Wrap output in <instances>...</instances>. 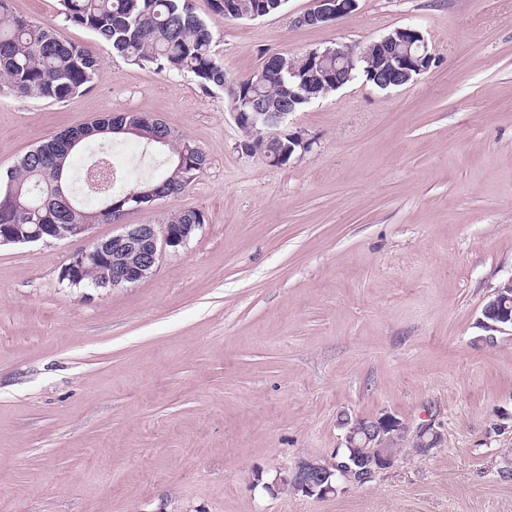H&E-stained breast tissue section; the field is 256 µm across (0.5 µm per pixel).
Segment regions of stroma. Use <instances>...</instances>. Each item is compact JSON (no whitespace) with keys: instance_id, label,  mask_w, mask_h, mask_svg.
Masks as SVG:
<instances>
[{"instance_id":"1","label":"stroma","mask_w":512,"mask_h":512,"mask_svg":"<svg viewBox=\"0 0 512 512\" xmlns=\"http://www.w3.org/2000/svg\"><path fill=\"white\" fill-rule=\"evenodd\" d=\"M193 4L234 78L405 25L434 61L291 114L315 144L276 166L241 152L223 91L112 55L61 0H11L101 75L61 103L0 88L1 171L122 112L159 118L207 166L125 215L205 216L137 284L62 283L79 239L0 246V512H512V334L487 345L478 325L512 278V0H358L320 27L296 23L311 0L257 20ZM382 413L433 423L442 447L321 500L283 485L334 457L342 418Z\"/></svg>"}]
</instances>
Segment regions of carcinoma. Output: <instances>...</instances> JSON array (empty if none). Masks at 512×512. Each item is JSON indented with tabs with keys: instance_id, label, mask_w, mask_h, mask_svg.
Returning a JSON list of instances; mask_svg holds the SVG:
<instances>
[{
	"instance_id": "carcinoma-1",
	"label": "carcinoma",
	"mask_w": 512,
	"mask_h": 512,
	"mask_svg": "<svg viewBox=\"0 0 512 512\" xmlns=\"http://www.w3.org/2000/svg\"><path fill=\"white\" fill-rule=\"evenodd\" d=\"M211 0V8L226 19H257L280 12L287 0ZM64 22L91 31L96 39L126 61L157 72L187 71L204 90L218 89L232 112H286L288 91L299 79L288 74L291 58L274 54L266 58L257 75L233 81L214 52V36L196 14L192 0H62ZM98 56L89 49L61 40L55 25L33 22L15 15L10 0H0V83L17 95L38 100L65 101L90 89L100 77ZM336 70V57L327 59L319 76L310 79L317 95L332 92L326 73ZM141 116L123 113L102 124L83 126L82 139L66 148L61 135L26 153L13 169L0 172V224L107 223L104 209H126L124 201L137 186L148 183L165 198L183 193L207 165L206 155L186 138L168 135L160 146L164 175L145 181L123 171L117 160L121 144L112 143L106 157L112 177L91 176L97 160L85 163L80 176L73 163L88 142L114 135L139 136ZM243 141L256 146L269 140L272 130L239 126ZM202 212L181 209L168 224H202Z\"/></svg>"
}]
</instances>
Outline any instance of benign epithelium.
Here are the masks:
<instances>
[{"instance_id": "7a95c632", "label": "benign epithelium", "mask_w": 512, "mask_h": 512, "mask_svg": "<svg viewBox=\"0 0 512 512\" xmlns=\"http://www.w3.org/2000/svg\"><path fill=\"white\" fill-rule=\"evenodd\" d=\"M357 8V0H312V6L296 22L300 26H322L330 21L347 16ZM336 55V73L328 75L333 88L338 89L347 83L350 75L346 71V53L342 47L314 49L299 58L305 68V77L317 75L319 63L330 54ZM360 54L376 56L381 62L377 68L369 70L370 79L376 87L385 90L399 87L413 81L426 72L434 57L429 52L424 34L415 27L404 26L394 29L382 38L371 41L360 48ZM286 112H235V123H261L276 129V135L288 138L287 146H279L274 151L265 152L266 158L274 165H282L296 154L311 151L314 139L298 128L290 126ZM199 228L197 224H180L176 227L160 224H128L126 230L108 239H87L84 246L73 252L69 263L61 271V279L77 284L83 277L84 265L98 263L104 272L100 287L122 288L135 284L148 277L157 268L162 256L178 251L190 240ZM65 238L57 224H35L22 231L16 224L0 225V245L8 243L41 242L50 245ZM130 251L139 255V260L128 263L120 256ZM479 325L489 331L484 340L493 343L495 333L512 332V279L497 288L485 303ZM343 429L341 453L346 458L333 466L321 464L312 459H302L288 472L283 482L294 491L306 497L325 499L334 496L349 485H361L370 481L376 474L391 468L396 457L385 452L389 444L408 435L409 428L390 414L373 417H345L340 421ZM421 453L442 444V435L430 423L418 427Z\"/></svg>"}]
</instances>
